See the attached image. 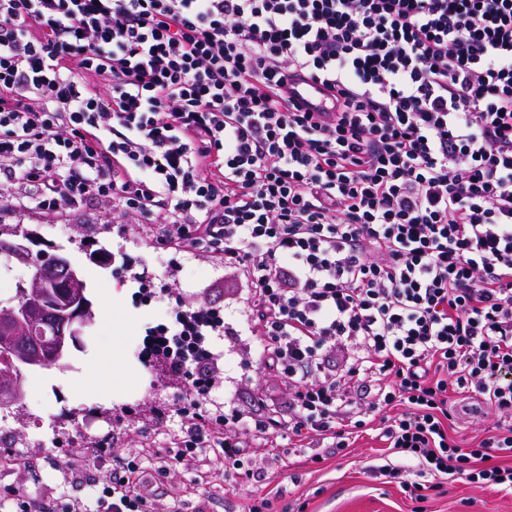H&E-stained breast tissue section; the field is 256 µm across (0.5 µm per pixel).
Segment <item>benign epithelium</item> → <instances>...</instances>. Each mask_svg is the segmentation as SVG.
Returning a JSON list of instances; mask_svg holds the SVG:
<instances>
[{
  "mask_svg": "<svg viewBox=\"0 0 512 512\" xmlns=\"http://www.w3.org/2000/svg\"><path fill=\"white\" fill-rule=\"evenodd\" d=\"M32 300L0 314V344L16 361L32 368L62 360L81 344L83 328L93 319L86 284L70 260L55 254L38 272H31ZM25 391L9 373L0 374V401L21 405Z\"/></svg>",
  "mask_w": 512,
  "mask_h": 512,
  "instance_id": "7a95c632",
  "label": "benign epithelium"
}]
</instances>
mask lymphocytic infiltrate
Masks as SVG:
<instances>
[{"label":"lymphocytic infiltrate","instance_id":"lymphocytic-infiltrate-1","mask_svg":"<svg viewBox=\"0 0 512 512\" xmlns=\"http://www.w3.org/2000/svg\"><path fill=\"white\" fill-rule=\"evenodd\" d=\"M0 179L50 210L107 199L244 277L284 414L199 408L224 318L140 283L175 303L143 351L190 386L176 460L217 443L238 470L256 441L375 422L430 477L512 489V0H0ZM452 391L494 411L477 447ZM112 462L69 512H149L142 464Z\"/></svg>","mask_w":512,"mask_h":512}]
</instances>
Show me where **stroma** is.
I'll return each instance as SVG.
<instances>
[{
	"mask_svg": "<svg viewBox=\"0 0 512 512\" xmlns=\"http://www.w3.org/2000/svg\"><path fill=\"white\" fill-rule=\"evenodd\" d=\"M32 233L33 252L62 253L80 270L87 286L94 319L71 349L61 369L30 373L22 408L13 409L9 423L11 451L22 458L19 466L0 465V500L22 497L32 512H67L71 502L88 499L90 486L112 475V455L136 458L141 448L156 445L157 462L146 466L156 480L158 463L170 465L162 480L165 496L156 497L154 512H164L166 495L179 501V512H248L268 500L265 512H512V491L444 479L428 490L424 501L411 499L402 483L424 482L421 466L399 455L384 456L385 447L375 431L357 429L345 448H314L279 440L275 453L257 446L246 463L252 476L236 470H208L179 464L168 436L176 430L168 422L165 434L154 426L161 412L184 397L182 378L159 373L142 374L141 349L148 325L165 320L167 300L147 302L138 294L136 274L148 272L162 282L176 284L186 305H206L223 311L227 319L245 321L247 301L239 273L199 254L182 253L170 266L169 253L160 252L151 224L88 199L61 215L38 207L0 209V225ZM259 343L255 337H215L214 348L223 357V380L203 398L212 413L232 404L250 410L256 396L288 408V392L279 378L258 376ZM118 352L120 374L104 392L90 388L85 359L94 351ZM72 377L70 386L53 382L57 373ZM455 437L474 446L493 418L486 404L457 401L453 407ZM114 421L121 429L117 451L97 459L75 456V444L88 441L82 427L89 416Z\"/></svg>",
	"mask_w": 512,
	"mask_h": 512,
	"instance_id": "1",
	"label": "stroma"
}]
</instances>
